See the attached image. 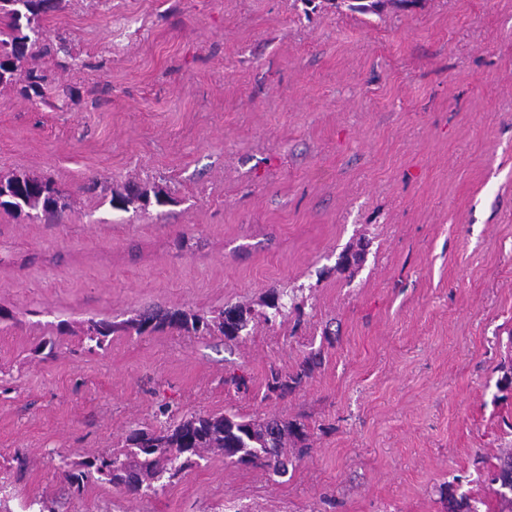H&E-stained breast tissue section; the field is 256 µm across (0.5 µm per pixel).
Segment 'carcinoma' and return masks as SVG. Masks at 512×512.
Returning a JSON list of instances; mask_svg holds the SVG:
<instances>
[{
	"label": "carcinoma",
	"mask_w": 512,
	"mask_h": 512,
	"mask_svg": "<svg viewBox=\"0 0 512 512\" xmlns=\"http://www.w3.org/2000/svg\"><path fill=\"white\" fill-rule=\"evenodd\" d=\"M64 0H0V84H15L25 78V95L43 96L46 77L33 69L21 71L22 64L32 56L37 44L33 30L40 28L43 16L62 8ZM387 0H356L349 9L362 14H381ZM163 205L172 201L169 193L155 186L148 190L135 185L125 192H114L112 207L129 210V206L150 199ZM0 207L16 214L42 211L53 214L67 207L54 181L37 176L13 175L0 179ZM295 303V295L286 290H271L264 306L270 312L263 314L269 322L284 315L288 304ZM252 321V309L234 305L208 317L197 311L173 309L151 310L115 322L90 318L83 329L89 348L101 349L111 336H142L167 328L189 335L218 333L227 341L244 336ZM305 424L278 418L265 421L246 419L235 413L192 414L177 421L165 422L157 428H136L125 438V446L98 461L83 463V469L62 470L64 479L72 486L81 487L97 473L100 479L122 486L133 495L156 492L155 483L172 479L191 466L194 457L215 454L224 457L227 465L252 464L283 476L295 466L296 456L287 451L307 440ZM493 470L492 493L501 505L500 512H512V497L505 487H512V448H500L486 460Z\"/></svg>",
	"instance_id": "carcinoma-1"
}]
</instances>
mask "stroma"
<instances>
[{
	"label": "stroma",
	"mask_w": 512,
	"mask_h": 512,
	"mask_svg": "<svg viewBox=\"0 0 512 512\" xmlns=\"http://www.w3.org/2000/svg\"><path fill=\"white\" fill-rule=\"evenodd\" d=\"M42 32L83 66L39 59L45 102L0 85V177L70 202L52 222L0 207L12 512H448L458 475L487 496L485 458L512 447V0H69ZM131 180L171 203L113 208ZM275 288L296 308L240 342L168 329L92 351L59 329L260 313ZM164 403L297 420L309 447L282 478L212 457L146 496L69 487L60 463L122 448Z\"/></svg>",
	"instance_id": "stroma-1"
}]
</instances>
